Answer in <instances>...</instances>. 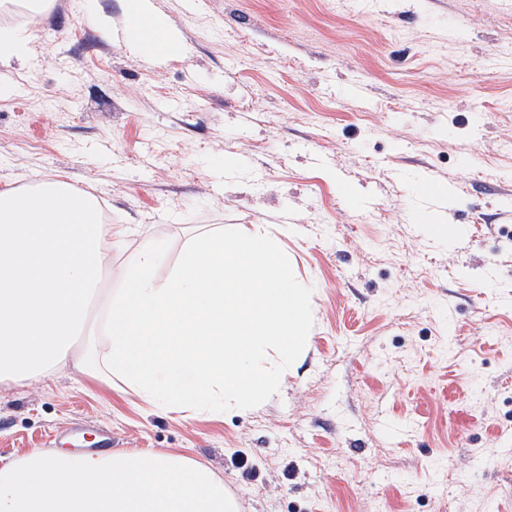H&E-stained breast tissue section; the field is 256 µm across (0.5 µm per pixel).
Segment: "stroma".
<instances>
[{"label":"stroma","mask_w":512,"mask_h":512,"mask_svg":"<svg viewBox=\"0 0 512 512\" xmlns=\"http://www.w3.org/2000/svg\"><path fill=\"white\" fill-rule=\"evenodd\" d=\"M128 0L0 9V185L63 180L144 239L271 236L313 326L278 392L154 409L67 367L0 388V459L75 421L113 449H176L239 512H512V0ZM134 2H136L135 9L129 7L132 17L131 26L136 30L133 40H149L161 54L175 50L179 45L177 35L166 23L163 28L159 26L160 18L151 14L146 1L135 0ZM29 37L24 30L17 28L0 29V60L24 56L28 51Z\"/></svg>","instance_id":"obj_1"}]
</instances>
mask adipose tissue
Listing matches in <instances>:
<instances>
[{
	"instance_id": "adipose-tissue-1",
	"label": "adipose tissue",
	"mask_w": 512,
	"mask_h": 512,
	"mask_svg": "<svg viewBox=\"0 0 512 512\" xmlns=\"http://www.w3.org/2000/svg\"><path fill=\"white\" fill-rule=\"evenodd\" d=\"M136 40L161 53L177 35L151 14L146 0L131 10ZM0 512H238L209 466L175 450L81 453L31 450L0 465Z\"/></svg>"
}]
</instances>
